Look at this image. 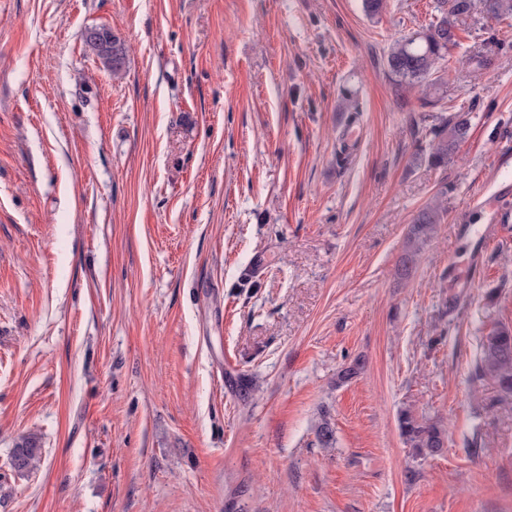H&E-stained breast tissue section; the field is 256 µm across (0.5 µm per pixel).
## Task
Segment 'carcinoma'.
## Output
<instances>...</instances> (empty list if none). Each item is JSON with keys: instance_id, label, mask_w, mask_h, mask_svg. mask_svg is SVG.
<instances>
[{"instance_id": "1", "label": "carcinoma", "mask_w": 512, "mask_h": 512, "mask_svg": "<svg viewBox=\"0 0 512 512\" xmlns=\"http://www.w3.org/2000/svg\"><path fill=\"white\" fill-rule=\"evenodd\" d=\"M486 13L501 17L512 15V0H482ZM475 0H437L435 14L422 30L393 41L387 53V67L400 86L416 88L427 95L435 89L438 80L431 76L440 72L448 48L458 45L457 28L460 19L468 16ZM468 113L459 112L451 120H443L432 129L433 139L428 161L435 167L448 164L458 145L469 134ZM441 221V208L433 201L418 211L406 235L405 253L399 261L397 272L408 277L416 257L431 238L434 226ZM481 370L496 379L500 389L512 393V328L501 326L487 337L483 344ZM399 429L406 442L415 448L417 455L436 456L445 448V432L435 423L415 418L410 412L400 413ZM41 458L39 441L26 436L16 443L8 461L17 473L34 469Z\"/></svg>"}]
</instances>
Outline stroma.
I'll return each instance as SVG.
<instances>
[{
    "instance_id": "obj_1",
    "label": "stroma",
    "mask_w": 512,
    "mask_h": 512,
    "mask_svg": "<svg viewBox=\"0 0 512 512\" xmlns=\"http://www.w3.org/2000/svg\"><path fill=\"white\" fill-rule=\"evenodd\" d=\"M434 6L0 0V512H512V395L475 374L512 327V16L475 8L426 97L386 55ZM98 36H99L98 32L96 30H93L90 28H84L80 34L81 40L83 42L97 43L99 45L102 53L109 57L111 63H112V43L118 45L121 48L122 59L115 64L113 63L112 69L109 68L112 71V76H114V77L120 76L124 72L125 67H126V62H127V55H126V49L124 47V43L121 42V40L113 34H112V41L109 40L107 42L104 39L101 42V40L99 39ZM469 113L458 112L449 122L442 119L440 124L433 128L431 133L434 138L431 143V150L428 154V161L435 167H442L448 164L458 145L464 142L470 130ZM441 208L435 200L418 211L406 235L405 253L399 261L397 272L401 277H409L416 257L431 238L435 224L441 221ZM398 422L401 435L417 455L436 456L443 452L445 432L436 423L418 420L408 411L400 413ZM41 450L39 441L34 436H26L16 443L8 458L11 470L17 473L34 469L40 461Z\"/></svg>"
}]
</instances>
